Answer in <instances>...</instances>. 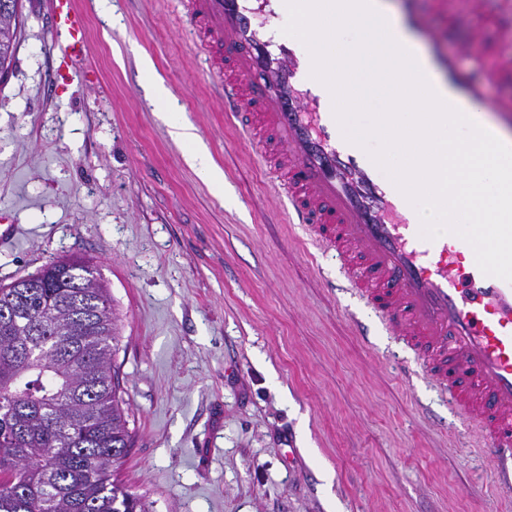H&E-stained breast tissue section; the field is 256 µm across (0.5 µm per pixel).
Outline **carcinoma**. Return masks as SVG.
I'll use <instances>...</instances> for the list:
<instances>
[{"label": "carcinoma", "mask_w": 512, "mask_h": 512, "mask_svg": "<svg viewBox=\"0 0 512 512\" xmlns=\"http://www.w3.org/2000/svg\"><path fill=\"white\" fill-rule=\"evenodd\" d=\"M18 15L0 13V72ZM119 313L80 257L0 284V512H153L121 479L130 409Z\"/></svg>", "instance_id": "obj_1"}]
</instances>
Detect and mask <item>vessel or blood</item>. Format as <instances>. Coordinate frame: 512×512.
I'll return each instance as SVG.
<instances>
[{"instance_id":"1","label":"vessel or blood","mask_w":512,"mask_h":512,"mask_svg":"<svg viewBox=\"0 0 512 512\" xmlns=\"http://www.w3.org/2000/svg\"><path fill=\"white\" fill-rule=\"evenodd\" d=\"M454 24L482 0H436ZM285 0H176L183 26L207 56L209 86L224 121L241 127L288 221L334 253L349 285L399 336L461 423L475 430L512 494V282L484 275L471 245L446 233L428 240L414 207L361 147L340 133L328 88L309 81L311 58L288 35H271ZM49 27L68 78L89 46L78 0H51ZM397 40L434 90L512 146V104L487 100L483 84L512 83V57L481 40L449 54L443 33L401 0ZM476 54L480 74L460 63Z\"/></svg>"}]
</instances>
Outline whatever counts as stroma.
Segmentation results:
<instances>
[{"label":"stroma","instance_id":"obj_1","mask_svg":"<svg viewBox=\"0 0 512 512\" xmlns=\"http://www.w3.org/2000/svg\"><path fill=\"white\" fill-rule=\"evenodd\" d=\"M22 2L0 80V216L17 227L0 283L61 257L95 263L122 314L131 489L155 512H512L439 391L402 377L413 356L398 336L326 287L338 260L288 222L225 124L174 0H112L108 20L80 0L90 53L66 81L49 0ZM421 7L446 28L432 0ZM501 18L486 0L448 40L512 55L495 41ZM169 112L194 126L223 187L187 165Z\"/></svg>","mask_w":512,"mask_h":512}]
</instances>
